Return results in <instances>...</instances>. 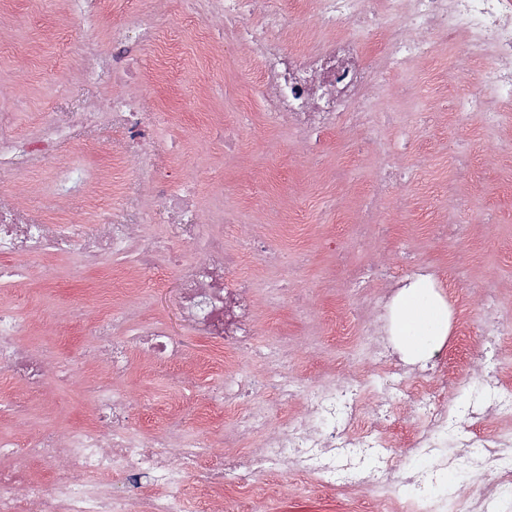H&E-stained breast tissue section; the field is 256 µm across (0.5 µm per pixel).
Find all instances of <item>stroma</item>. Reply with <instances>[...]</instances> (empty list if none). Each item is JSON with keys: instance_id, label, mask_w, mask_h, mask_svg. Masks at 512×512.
<instances>
[{"instance_id": "stroma-1", "label": "stroma", "mask_w": 512, "mask_h": 512, "mask_svg": "<svg viewBox=\"0 0 512 512\" xmlns=\"http://www.w3.org/2000/svg\"><path fill=\"white\" fill-rule=\"evenodd\" d=\"M180 0H164L154 8L146 0H112L115 21L158 26L163 36L182 43L176 80L158 86L147 83L119 87L98 86L77 68L58 61L62 39L90 32L94 23L71 15L66 0H15L13 13L0 17V108L13 112L11 133L29 136L40 113L51 104L61 111L87 108L108 111L113 93L138 97L144 111L170 112L174 119L160 126L154 140L167 147L165 163L197 184L200 219L208 232L223 235L229 249L244 247L257 225L276 219L292 233L282 242L288 254L304 252L303 265L265 268L247 258L240 273L258 289L256 344L260 350L287 338L295 348L297 373L315 380L342 370L345 358H356V340L363 323L376 329L385 324L372 303L385 284L367 281L348 285L349 274L337 270L336 254L345 252L352 267L370 263L389 266L395 276L423 265L450 283L449 306H467L466 344H459L458 325L450 323L441 349L448 373L458 372L471 350L483 346V313L477 304L480 289L499 295L501 316L512 317V110L502 109L498 127L483 126L470 114L455 126L436 120L442 99L435 91V67L448 72V88L471 85L479 70L458 64L448 53V37L435 34V58L415 62L409 71L394 75L392 86L411 87L408 99L377 106L370 126L319 134L318 157H311L301 134L287 119L268 123L259 98L244 101L254 86L257 64L248 48L223 61H212L196 48L195 31L180 22ZM231 129L238 148L224 156L217 142L218 127ZM121 139L104 131L99 155L104 158L96 175L104 184L97 205L82 196L49 201L45 194L52 175L35 167L21 173H0V199L19 204L33 215L59 225L74 235L94 231L97 224L127 206L126 188L137 186L144 175L138 165L115 171L107 165ZM396 174L389 189L375 194L373 177L383 164ZM463 225L460 237L436 238L427 224ZM25 272L21 282L0 286V305L13 308L28 324V346L52 355H73L93 348L80 323L70 319V307L125 306L117 275L125 263L103 260L85 267L80 254L53 263L19 260ZM141 288L135 300L140 318L169 323L188 335L177 314L178 291L172 280L154 287L152 276L137 271ZM308 294L310 306L279 318L272 299H284L282 284ZM348 327L349 342L333 334V325ZM195 355L182 362L154 366L135 359L127 377L112 387L131 395L135 428L186 438L196 433L186 420L177 421L158 411L160 404L177 397L184 403L204 397L222 375L198 379ZM101 372L60 382L52 381L42 394H27L10 384V399L24 401L25 418L0 417V430L28 439L52 426L68 432L89 424L93 415L92 388ZM288 494L270 499L265 480L250 492L249 512H344L357 490L320 491L303 482L284 479Z\"/></svg>"}]
</instances>
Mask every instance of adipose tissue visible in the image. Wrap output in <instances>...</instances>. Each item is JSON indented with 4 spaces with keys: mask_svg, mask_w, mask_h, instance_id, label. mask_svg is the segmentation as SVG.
I'll return each instance as SVG.
<instances>
[{
    "mask_svg": "<svg viewBox=\"0 0 512 512\" xmlns=\"http://www.w3.org/2000/svg\"><path fill=\"white\" fill-rule=\"evenodd\" d=\"M448 306L425 288H405L392 309V333L408 357H431L448 334Z\"/></svg>",
    "mask_w": 512,
    "mask_h": 512,
    "instance_id": "ef3b65f1",
    "label": "adipose tissue"
}]
</instances>
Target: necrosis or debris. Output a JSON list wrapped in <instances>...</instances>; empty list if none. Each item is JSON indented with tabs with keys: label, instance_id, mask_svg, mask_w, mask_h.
<instances>
[{
	"label": "necrosis or debris",
	"instance_id": "1",
	"mask_svg": "<svg viewBox=\"0 0 512 512\" xmlns=\"http://www.w3.org/2000/svg\"><path fill=\"white\" fill-rule=\"evenodd\" d=\"M224 20V47L247 46L260 65L256 91L268 111L286 116L298 132L360 128L372 121L368 98L384 88L392 74L418 59L433 57V30L446 33L462 62L490 59L475 86L458 92L453 116L478 112L494 127L499 115L482 109L485 99L512 101V0H291L289 11L255 15V0H206ZM73 15L102 21L104 36L65 40L70 64L97 78L140 80L135 49L163 45L165 57L155 68L159 80L170 79V59L177 44H161L152 25L115 23L111 0H69ZM376 38L383 62L366 57V41ZM156 113L141 111L135 100L112 101L107 112H48L26 138L10 136L13 115L0 110V170L24 171L48 166L54 196L84 194L95 199L80 166L58 158L56 139L73 128L85 130L84 149L96 154L99 132L121 131L123 147L113 152L120 169L147 156ZM155 213L164 226L161 238L139 234L144 219L138 191L126 210L96 233L77 238L54 225L34 221L29 211L0 201V258H63L80 253L87 265L123 257L145 271L175 270L181 316L192 336L209 353L199 360L201 375L216 372L223 385L187 409L200 435L171 454L170 438L137 432L128 396L98 387L89 427L71 431L66 440L46 432L35 441L0 437V455L18 458L13 470H0V512H175L185 486L208 500L241 504L259 477L281 468L317 487L343 485L380 494L384 504H404L405 512H442L448 476H463L467 485L493 477L488 493H471L457 512H507L512 507V436L499 431L462 436L464 424L483 423L492 415L512 416V395L501 394L512 371L498 358L479 354V382L470 375L436 377L432 367L403 361L390 336L367 332V371L349 377L326 376L305 381L286 355L259 352L255 345L256 296L248 279L236 272L234 250L219 235H204L194 184L170 170H153L149 181ZM198 254L186 256L185 245ZM111 312L87 318L109 372L128 374L133 354L157 364H174L187 353L183 337L163 323L143 321L129 336L115 339L108 330ZM24 320L0 307V371L29 392L43 390L50 378L67 379L74 367L49 371L44 356L23 341ZM265 372L241 381L239 372L253 359ZM273 394L284 414L257 403ZM414 401L417 422L380 433L378 420L394 415L398 397ZM250 408H243V401ZM234 408L237 439L270 434L258 451L231 458L211 456L207 432L227 408Z\"/></svg>",
	"mask_w": 512,
	"mask_h": 512
}]
</instances>
